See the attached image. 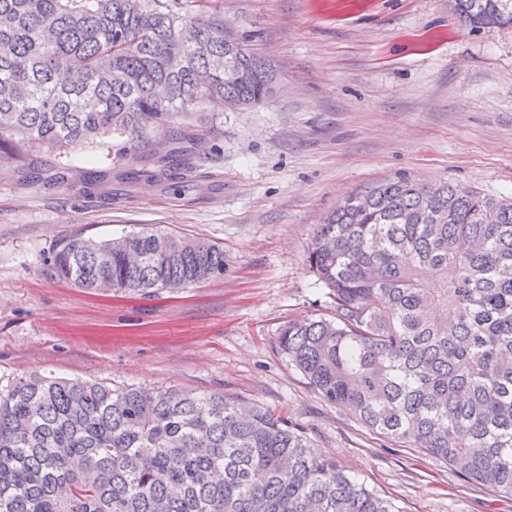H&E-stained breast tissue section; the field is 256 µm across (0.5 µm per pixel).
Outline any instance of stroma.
<instances>
[{
    "mask_svg": "<svg viewBox=\"0 0 512 512\" xmlns=\"http://www.w3.org/2000/svg\"><path fill=\"white\" fill-rule=\"evenodd\" d=\"M269 61L277 87L246 110L189 115L63 153L26 148L43 178L0 160V391L54 375L113 388L222 393L280 413L314 453L404 512H512L418 448L390 444L328 402L279 347L288 321L327 310L306 257L345 197L400 176L512 198V27L478 32L448 0H185ZM192 124L194 191L153 182L105 198L92 170L126 169ZM58 171L65 184L50 183ZM147 224L224 249V275L146 299L51 276L58 242Z\"/></svg>",
    "mask_w": 512,
    "mask_h": 512,
    "instance_id": "35a3bbf8",
    "label": "stroma"
}]
</instances>
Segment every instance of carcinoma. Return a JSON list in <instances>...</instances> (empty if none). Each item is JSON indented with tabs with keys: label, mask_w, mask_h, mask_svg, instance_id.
Returning a JSON list of instances; mask_svg holds the SVG:
<instances>
[{
	"label": "carcinoma",
	"mask_w": 512,
	"mask_h": 512,
	"mask_svg": "<svg viewBox=\"0 0 512 512\" xmlns=\"http://www.w3.org/2000/svg\"><path fill=\"white\" fill-rule=\"evenodd\" d=\"M179 2L0 0V144L21 154L137 138L202 102L222 112L269 97L264 60ZM451 2L472 29L512 26V0ZM193 141L185 126L153 159L90 185L110 195L114 183L175 179ZM307 262L331 313L281 330L288 360L372 433L512 498V199L399 177L336 207ZM50 273L148 298L224 275V249L152 227L74 235ZM0 512L403 510L263 407L32 375L0 393Z\"/></svg>",
	"instance_id": "obj_1"
}]
</instances>
